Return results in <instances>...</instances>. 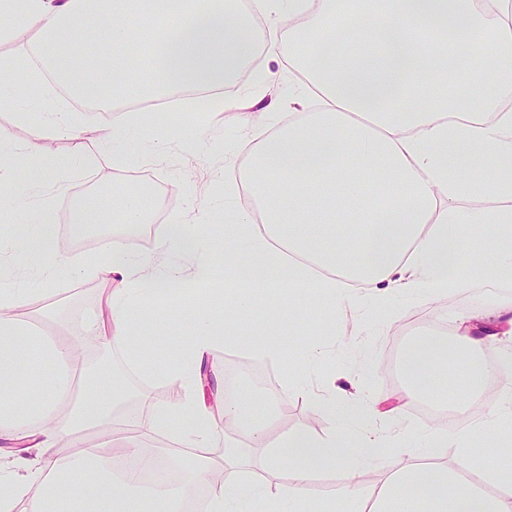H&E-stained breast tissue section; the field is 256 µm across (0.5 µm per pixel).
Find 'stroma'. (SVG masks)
Wrapping results in <instances>:
<instances>
[{"mask_svg": "<svg viewBox=\"0 0 512 512\" xmlns=\"http://www.w3.org/2000/svg\"><path fill=\"white\" fill-rule=\"evenodd\" d=\"M264 72L274 79L272 91L280 96L299 89L304 79L293 70L287 58L262 54L233 86L223 93L236 97L253 86ZM47 96L31 109L26 122H18L14 109L0 110V128L12 131L16 142L31 146L46 133L45 115L54 111L57 103L75 108V100L65 99L57 88L46 90ZM195 92L183 90L164 98L158 112L165 131L164 146L154 156L123 166L116 165L111 153L104 151L97 140L100 127L112 119L115 109L127 106L123 92H115L99 103L95 111L80 112L85 126L83 152L76 174L52 189L57 226L72 223L77 203L95 199L98 187H105L111 199H118L136 185L143 186V197L149 214L144 227L129 230L115 223L111 211L97 210L103 225L120 236L128 251L152 253L157 236L172 215H191L194 207L204 206L217 213L246 205V195L225 197L222 183L213 179L223 170H242L249 163L245 147L257 127L284 124L288 110L274 114L254 111L250 124H242L235 113L210 112L203 123L190 122L191 102ZM199 133L201 145L194 154H186L182 141L191 133ZM186 182L195 183L200 193L189 200L182 191ZM102 281L94 272L82 277L58 281L45 295L33 294L25 306L26 319L42 320L46 331L57 332L77 340L78 344H100L98 326L106 313L100 306ZM358 301L346 314L337 319L331 332L321 329V303L299 297L300 310L295 320L285 324L282 341L294 360L307 366L303 386L285 379L279 363L252 356L244 347L248 320L236 322L234 334L228 337L224 349L208 369L217 377L224 391L232 394L252 392L261 395L262 405L255 417L265 425L269 442L298 429L325 437L334 430V423L324 413L323 402L329 395L359 398L376 405L372 420L374 429L382 436L390 453L369 465L361 473L368 486H377L386 475L403 467L410 450L420 447L417 430L439 428L455 434L462 417L480 416L489 403L482 397L469 404L465 413H454L447 422L435 423L418 411V402L410 396L404 380L393 379L392 364L401 363L405 349L412 343L430 338L448 342L449 377H459L468 352L460 346L458 324L471 316H486L499 304L512 301V280L490 281L479 277L470 287L456 289L435 297L428 294L406 299L388 300L382 296L366 297L357 290ZM319 351L321 363H308L311 351Z\"/></svg>", "mask_w": 512, "mask_h": 512, "instance_id": "stroma-1", "label": "stroma"}]
</instances>
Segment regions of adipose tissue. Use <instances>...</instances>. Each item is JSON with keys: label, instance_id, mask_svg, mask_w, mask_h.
Masks as SVG:
<instances>
[{"label": "adipose tissue", "instance_id": "ef3b65f1", "mask_svg": "<svg viewBox=\"0 0 512 512\" xmlns=\"http://www.w3.org/2000/svg\"><path fill=\"white\" fill-rule=\"evenodd\" d=\"M0 25L40 34L18 55L0 58V91L52 83L81 97L96 88L163 97L198 89L211 111H237L245 121L260 104L297 114L249 141L250 163L236 176L249 205L224 227L222 262L201 245V230L213 224L204 208L165 225L153 255L130 253L117 238L106 245L102 339L124 348L129 370L152 373L155 358L137 344L136 325L148 319L159 330L166 316H184L176 360L161 372L180 384L182 398L144 417L120 414L127 386L91 377L69 346L13 317L28 292L0 281V440L11 448L0 467V512H183L209 486L206 449L224 424L264 448L270 469L291 462L276 494L291 512H299L310 480L336 469L349 479L346 500L367 504L368 512H401L411 493L420 494L423 512H512L510 386L456 433L458 458L481 472L483 485L444 462L448 438L430 431V466L410 462L369 488L360 473L386 448L369 430L363 402L328 397L325 410H344L337 432H294L271 446L252 422L259 401L244 394L209 406L202 375L205 357L227 336L210 289L216 280L229 284L238 316H257L267 303L292 314L294 293L303 290L323 299L330 325L351 303L355 283L393 295H440L512 270V111L502 105L512 99V0H173L167 8L161 0H0ZM77 36L92 62L88 79L75 84L59 49ZM265 52L287 55L304 72L303 92L271 99L261 79L244 97L218 95ZM144 129L163 140L158 114L128 109L100 139L122 164L137 159ZM72 167L71 158L16 144L0 129V184L26 209L0 236V255L20 257L39 242L51 283L76 278L82 268L56 246L49 201L32 206L28 199ZM275 174L287 177V190L273 184ZM473 199L484 208L460 210ZM340 224L348 227L341 242ZM470 224L491 257L465 262ZM174 253L193 258V291L176 292L179 271L161 262ZM447 355L440 340L406 353L401 373L411 393L427 390ZM162 431L184 448L167 456L181 478L155 488L136 472L152 463L141 451L144 440ZM482 434L494 439V452L473 449ZM248 457V448L225 446L226 477L210 486L206 512H251L268 498L265 486L237 476Z\"/></svg>", "mask_w": 512, "mask_h": 512}]
</instances>
